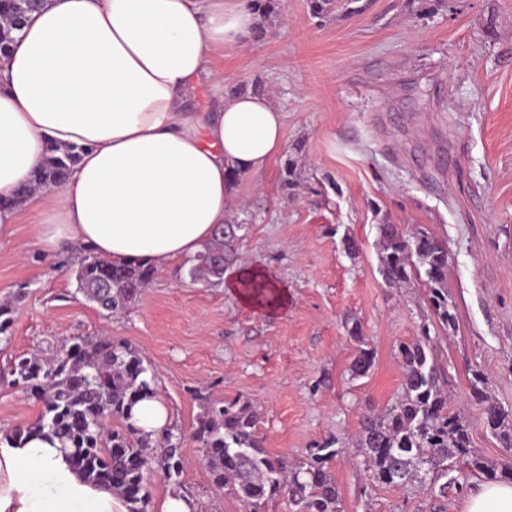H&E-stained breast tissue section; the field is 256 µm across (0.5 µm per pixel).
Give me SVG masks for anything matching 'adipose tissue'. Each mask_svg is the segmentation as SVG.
I'll return each instance as SVG.
<instances>
[{
  "label": "adipose tissue",
  "instance_id": "adipose-tissue-1",
  "mask_svg": "<svg viewBox=\"0 0 512 512\" xmlns=\"http://www.w3.org/2000/svg\"><path fill=\"white\" fill-rule=\"evenodd\" d=\"M246 0H45L0 58V239L23 214L50 255L74 246L156 270L204 250L227 218L232 176L262 173L283 143L267 93L190 106L214 57L254 41ZM76 146L66 181L19 191L49 147ZM243 306L273 315L288 290L264 267L227 275ZM0 512H127L59 441L0 434Z\"/></svg>",
  "mask_w": 512,
  "mask_h": 512
}]
</instances>
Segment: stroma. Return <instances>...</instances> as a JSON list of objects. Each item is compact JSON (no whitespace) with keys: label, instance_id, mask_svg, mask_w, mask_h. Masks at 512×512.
<instances>
[{"label":"stroma","instance_id":"obj_1","mask_svg":"<svg viewBox=\"0 0 512 512\" xmlns=\"http://www.w3.org/2000/svg\"><path fill=\"white\" fill-rule=\"evenodd\" d=\"M266 34L211 64L208 85L261 81L284 115V141L264 172L239 175L235 266L259 265L288 289L268 316L224 287L190 283L180 265L157 272L122 313L78 292L81 249L49 256L31 224L0 242V433L37 422L41 403L8 370L18 357L51 359L75 340L110 336L135 348L155 375L187 466L194 512H246L216 490L194 437L204 401H241L259 416L271 455L295 463L316 443L344 437L330 464L342 512H464L467 492L380 486L358 459L361 422L400 388V343L430 331L448 374V406L474 426L487 459L507 451L481 425L470 371L484 370L492 400L512 405V0H453L423 15L417 0H358L352 13L313 17L308 0H276ZM305 182L280 171L295 144ZM432 233L448 246L446 334L420 283L399 288L379 272L376 226ZM357 244L347 253L345 238ZM359 327L362 341L349 331ZM369 374L352 378L360 346Z\"/></svg>","mask_w":512,"mask_h":512}]
</instances>
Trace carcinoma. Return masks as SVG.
Instances as JSON below:
<instances>
[{"label":"carcinoma","mask_w":512,"mask_h":512,"mask_svg":"<svg viewBox=\"0 0 512 512\" xmlns=\"http://www.w3.org/2000/svg\"><path fill=\"white\" fill-rule=\"evenodd\" d=\"M356 0H309L313 16L323 18L340 7L355 11ZM20 0H0V53L4 54L25 17H16ZM78 148L49 149L44 164L34 172L22 195L41 186L64 182L77 162ZM302 180L298 158L288 156L281 187L293 192ZM240 225L217 226L213 238L188 261L190 282L216 287L234 261L230 243ZM380 273L388 282L409 285L424 279L428 300L444 329H456L457 316L448 299V250L430 233L412 234L396 224H379ZM156 269L146 260L114 263L85 251L76 269L78 292L109 315L127 308L154 279ZM403 367L401 391L378 415L365 417L358 436L362 464L371 480L382 486L411 488L425 481L442 498L456 494L470 478L512 481V459L489 463L474 447L473 427L460 412L448 409L447 377L435 358L429 332L398 346ZM374 352L359 350L351 372L365 376ZM13 382L22 383L40 398L39 420L19 429L15 439L46 434L71 452L76 467L89 479L112 487L124 500L127 512H149L145 475L159 467L168 483L180 486L184 460L180 442L171 429L154 436L136 423L134 409L154 396V375L138 352L111 338L81 339L49 361L35 357L14 360ZM470 395L483 406L482 425L505 448H512V406L489 400L487 378L471 370ZM108 417L124 422V431L104 435ZM257 414L250 404L232 401L205 408L195 433L212 466L214 485L238 497L248 512H264L265 504L286 494L294 512H340V498L330 462L343 443L327 441L307 450L305 459L288 466L269 454L257 436Z\"/></svg>","instance_id":"1"}]
</instances>
